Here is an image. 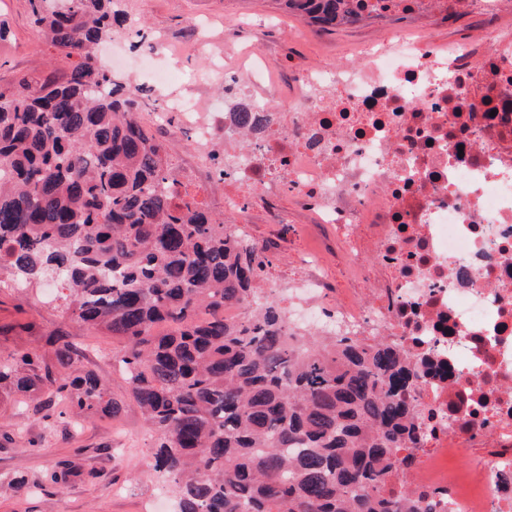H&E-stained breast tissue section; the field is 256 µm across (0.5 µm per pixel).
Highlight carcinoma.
Segmentation results:
<instances>
[{"label":"carcinoma","instance_id":"obj_1","mask_svg":"<svg viewBox=\"0 0 512 512\" xmlns=\"http://www.w3.org/2000/svg\"><path fill=\"white\" fill-rule=\"evenodd\" d=\"M47 2L30 0L33 24L66 71L0 85V270L57 278L65 311L112 335L178 512H419L386 493L419 439L409 356L384 336L291 335L286 310L260 301L265 260L182 192L136 117L140 94L95 55L122 24L114 0ZM320 7L333 28L358 20L355 0ZM238 110L255 136L275 121ZM48 343L52 364L0 361V395L47 392L78 416H118L124 402L68 337ZM74 476L68 459L47 473Z\"/></svg>","mask_w":512,"mask_h":512}]
</instances>
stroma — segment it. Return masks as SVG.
I'll return each instance as SVG.
<instances>
[{
	"instance_id": "35a3bbf8",
	"label": "stroma",
	"mask_w": 512,
	"mask_h": 512,
	"mask_svg": "<svg viewBox=\"0 0 512 512\" xmlns=\"http://www.w3.org/2000/svg\"><path fill=\"white\" fill-rule=\"evenodd\" d=\"M120 7L128 21L114 35L123 61L113 65V77L142 82L134 66L146 52L135 48L136 35H163L179 51V68L198 97L219 109L238 99L225 95L223 78L208 75L209 51L224 52L226 65L235 67L240 52L257 49L271 63L272 84L284 86L291 69L359 60L361 48L383 33L368 20L323 31L289 13L282 0H120ZM195 38L207 42L208 52L188 53ZM60 63L31 23L29 0H0V84L42 76ZM62 294L55 282L22 286L0 272V359L28 351L52 356L47 338L60 332L83 347L82 366L127 407L118 418L100 416L77 430L49 397L0 400V512H174L173 489L152 468L155 438L112 366L111 336L74 321ZM61 458L71 460L77 476L57 486L46 473ZM19 475L25 487L14 485Z\"/></svg>"
}]
</instances>
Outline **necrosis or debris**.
<instances>
[{"label":"necrosis or debris","mask_w":512,"mask_h":512,"mask_svg":"<svg viewBox=\"0 0 512 512\" xmlns=\"http://www.w3.org/2000/svg\"><path fill=\"white\" fill-rule=\"evenodd\" d=\"M504 0H361L362 18L433 15L456 27ZM253 103L255 63L224 69ZM156 116L195 147L191 191L224 183V211L266 255L294 335L388 336L423 375L413 466L389 484L426 512H512V28L441 41L390 29L362 65L299 70L274 124L243 149L233 113L204 112L173 74L146 70ZM291 208H284V199ZM334 250L338 287L303 229ZM464 458L465 469L449 459Z\"/></svg>","instance_id":"1"}]
</instances>
